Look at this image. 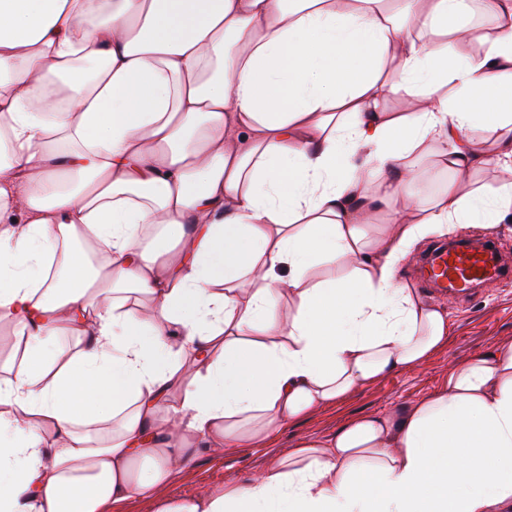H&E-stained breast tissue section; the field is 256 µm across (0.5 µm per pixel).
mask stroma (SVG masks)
<instances>
[{
  "label": "stroma",
  "instance_id": "stroma-1",
  "mask_svg": "<svg viewBox=\"0 0 512 512\" xmlns=\"http://www.w3.org/2000/svg\"><path fill=\"white\" fill-rule=\"evenodd\" d=\"M451 180L464 191L496 184L490 167L457 175L426 165L418 186L425 194L435 195ZM424 298L446 308L449 323L446 343L424 362L354 389L338 402L281 428L261 447L233 448L220 456L198 454L183 466L169 495L178 498L223 490L225 483L257 473L271 457H287L299 439L326 438L355 416L385 413L417 400L446 384L449 373L472 355L512 344V282L488 286L462 303L429 292Z\"/></svg>",
  "mask_w": 512,
  "mask_h": 512
}]
</instances>
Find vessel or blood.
I'll list each match as a JSON object with an SVG mask.
<instances>
[{
    "label": "vessel or blood",
    "instance_id": "vessel-or-blood-1",
    "mask_svg": "<svg viewBox=\"0 0 512 512\" xmlns=\"http://www.w3.org/2000/svg\"><path fill=\"white\" fill-rule=\"evenodd\" d=\"M428 279L451 297H470L478 288L512 280V265L495 237H454L431 254Z\"/></svg>",
    "mask_w": 512,
    "mask_h": 512
}]
</instances>
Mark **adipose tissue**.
<instances>
[{"mask_svg":"<svg viewBox=\"0 0 512 512\" xmlns=\"http://www.w3.org/2000/svg\"><path fill=\"white\" fill-rule=\"evenodd\" d=\"M468 8L0 0V322L24 346L0 376V512L159 495L197 453L259 445L446 341L399 263L512 214V0H484L489 46L458 55ZM425 162L505 177L431 198ZM161 512H512V345Z\"/></svg>","mask_w":512,"mask_h":512,"instance_id":"obj_1","label":"adipose tissue"}]
</instances>
